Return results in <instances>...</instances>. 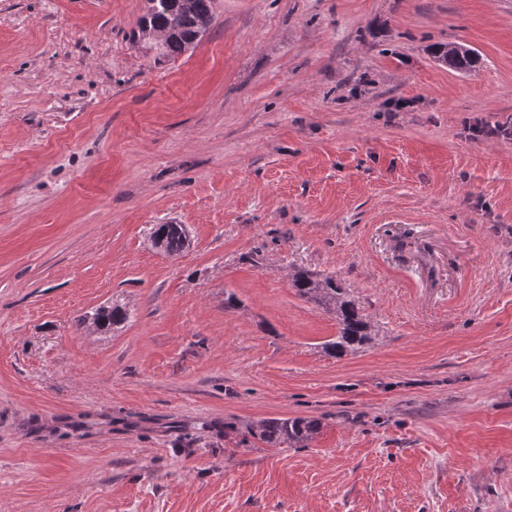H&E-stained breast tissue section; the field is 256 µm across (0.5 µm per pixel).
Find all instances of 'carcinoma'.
<instances>
[{
    "mask_svg": "<svg viewBox=\"0 0 512 512\" xmlns=\"http://www.w3.org/2000/svg\"><path fill=\"white\" fill-rule=\"evenodd\" d=\"M215 0H146L145 11L133 31L136 42L154 41L157 56L175 58L196 48L202 37L214 24ZM438 64L460 72L476 68L479 57L476 50L458 43L439 44L432 50ZM153 245L168 255H177L189 247L190 238L182 224H158L153 231ZM292 287L296 293L316 303L336 317V339L325 344V349L336 356L353 354L370 345L377 336L374 325L362 313L356 301L342 288L335 277H320L308 271L294 274ZM93 320L107 331L126 319L120 305L100 307L80 319ZM322 428V422L310 418H271L252 429L255 438L270 446H300L313 438Z\"/></svg>",
    "mask_w": 512,
    "mask_h": 512,
    "instance_id": "1",
    "label": "carcinoma"
}]
</instances>
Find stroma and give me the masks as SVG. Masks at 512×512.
Returning a JSON list of instances; mask_svg holds the SVG:
<instances>
[{
    "mask_svg": "<svg viewBox=\"0 0 512 512\" xmlns=\"http://www.w3.org/2000/svg\"><path fill=\"white\" fill-rule=\"evenodd\" d=\"M144 7L0 0V512H512V0H215L166 60ZM432 56L439 65L460 72L471 71L479 62L475 49L458 43L438 44L433 48ZM153 245L168 255H177L189 247L190 238L182 224H158L153 231ZM292 287L300 297L313 301L336 317L338 334L325 344L327 351L336 356L353 354L375 340V326L335 277L298 271L293 276ZM126 312L120 305L100 307L92 314L86 315L80 319V324L85 323L87 319L97 323L101 331H108L112 326L117 325L126 319ZM321 428L319 419L271 418L257 424L252 433L254 438L270 447H297L312 439Z\"/></svg>",
    "mask_w": 512,
    "mask_h": 512,
    "instance_id": "obj_1",
    "label": "stroma"
}]
</instances>
